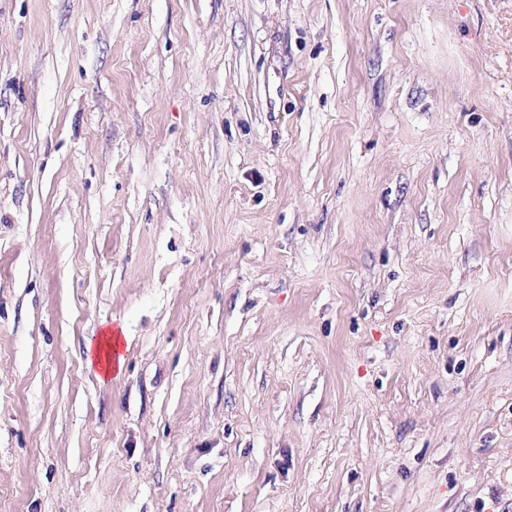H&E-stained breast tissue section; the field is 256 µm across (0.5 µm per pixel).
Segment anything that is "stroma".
<instances>
[{
	"label": "stroma",
	"mask_w": 512,
	"mask_h": 512,
	"mask_svg": "<svg viewBox=\"0 0 512 512\" xmlns=\"http://www.w3.org/2000/svg\"><path fill=\"white\" fill-rule=\"evenodd\" d=\"M0 512H512V0H0ZM110 336H100L95 348L92 350L91 344L87 346V364L89 367L99 368V371L108 378L112 374V331L108 332ZM115 353L112 352V357Z\"/></svg>",
	"instance_id": "1"
}]
</instances>
